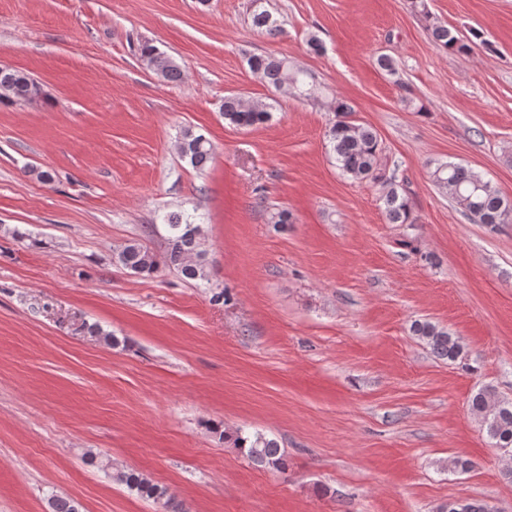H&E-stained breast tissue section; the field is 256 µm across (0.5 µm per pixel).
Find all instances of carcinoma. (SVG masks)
I'll list each match as a JSON object with an SVG mask.
<instances>
[{"label":"carcinoma","instance_id":"1","mask_svg":"<svg viewBox=\"0 0 512 512\" xmlns=\"http://www.w3.org/2000/svg\"><path fill=\"white\" fill-rule=\"evenodd\" d=\"M412 4L420 9L427 22V30L439 48L456 53L470 51V44L432 18L424 0H412ZM252 24L269 36L279 33L276 22L265 9L254 10ZM140 53L146 65L163 79L169 82L181 79V66L156 46L144 44ZM248 65L279 92L309 94L312 91L305 80L304 71L292 67L284 58L253 55L248 58ZM40 94V85L31 75L19 70L0 74V102H31ZM333 111L336 112V123L326 132V139L336 167L349 178L370 180L380 185V199L389 223H415L409 200L399 191L395 176L386 175L380 167L377 132L368 125L349 120L355 109L346 99H336ZM221 112L230 124L242 128L262 124L270 117L269 105L245 101L236 95L224 97ZM178 151L182 160L199 170L206 166L211 157L209 142L203 135L189 129L183 131L179 138ZM432 175L434 183L448 192L473 223H512V202L504 199L491 181L481 174L464 165L446 162L435 166ZM164 227L167 248L161 261L187 280L205 279L206 252L201 249L199 216L172 212L166 216ZM118 260L125 269L136 275L153 273L161 262L153 251L138 242L126 245L120 251ZM412 332L440 359L454 361L463 352L459 338L432 322L416 321L412 324ZM471 408L480 416L492 447L506 448L512 452V403L498 399L493 389L483 388L472 397ZM224 439L257 466L278 472L287 470V460L278 442L261 432L239 429L232 435H224ZM116 480L140 497L161 505L166 512H183L173 504L166 488L141 474L120 472L116 474ZM442 512H488V508L478 501L457 500L451 507L442 508Z\"/></svg>","mask_w":512,"mask_h":512}]
</instances>
